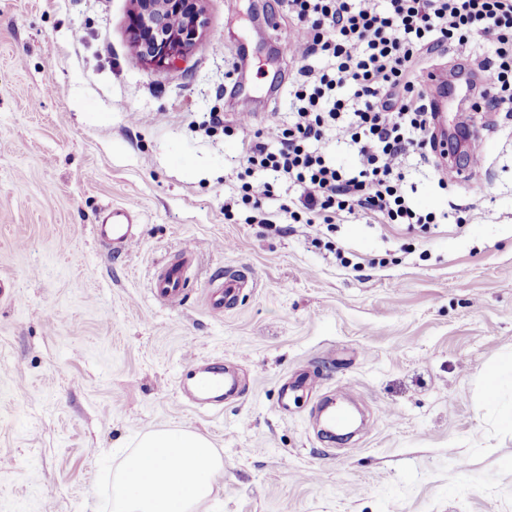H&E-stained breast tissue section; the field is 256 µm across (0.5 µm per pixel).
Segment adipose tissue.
I'll use <instances>...</instances> for the list:
<instances>
[{"label":"adipose tissue","instance_id":"obj_1","mask_svg":"<svg viewBox=\"0 0 512 512\" xmlns=\"http://www.w3.org/2000/svg\"><path fill=\"white\" fill-rule=\"evenodd\" d=\"M223 469L202 434L179 426L145 433L124 459L111 512H195L213 495Z\"/></svg>","mask_w":512,"mask_h":512}]
</instances>
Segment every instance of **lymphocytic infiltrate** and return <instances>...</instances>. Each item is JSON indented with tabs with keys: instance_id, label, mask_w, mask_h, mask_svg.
Instances as JSON below:
<instances>
[{
	"instance_id": "obj_1",
	"label": "lymphocytic infiltrate",
	"mask_w": 512,
	"mask_h": 512,
	"mask_svg": "<svg viewBox=\"0 0 512 512\" xmlns=\"http://www.w3.org/2000/svg\"><path fill=\"white\" fill-rule=\"evenodd\" d=\"M299 62L291 118L247 133L240 167L249 177L240 202L258 207L278 186L305 190L303 210L333 224L366 218L377 224L434 223L406 197V161L429 162L436 151L433 112L418 77L429 50L449 47L487 73L475 88L493 112H512V0H288ZM488 43L476 51L474 37ZM333 138L353 146L358 162L344 167L320 150ZM261 180H253L255 172Z\"/></svg>"
}]
</instances>
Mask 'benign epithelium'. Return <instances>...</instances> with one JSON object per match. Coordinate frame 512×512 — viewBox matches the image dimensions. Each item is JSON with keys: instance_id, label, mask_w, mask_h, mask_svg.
I'll list each match as a JSON object with an SVG mask.
<instances>
[{"instance_id": "7a95c632", "label": "benign epithelium", "mask_w": 512, "mask_h": 512, "mask_svg": "<svg viewBox=\"0 0 512 512\" xmlns=\"http://www.w3.org/2000/svg\"><path fill=\"white\" fill-rule=\"evenodd\" d=\"M128 27L134 59L158 68H176L207 27L203 0H131Z\"/></svg>"}]
</instances>
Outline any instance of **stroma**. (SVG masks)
I'll return each mask as SVG.
<instances>
[{"instance_id":"obj_1","label":"stroma","mask_w":512,"mask_h":512,"mask_svg":"<svg viewBox=\"0 0 512 512\" xmlns=\"http://www.w3.org/2000/svg\"><path fill=\"white\" fill-rule=\"evenodd\" d=\"M208 28L180 68L128 52L131 0H0V512H110L135 440L180 425L224 461L197 512H512V434L479 395L512 352V116L477 113L487 151L465 182L413 167L428 230L362 218L328 238L381 265L341 266L289 224L281 187L256 223L238 196L234 114L286 119L298 64L280 41L287 0H204ZM221 116L228 133L201 128ZM137 203L139 242L94 225ZM471 216L459 226L455 217ZM192 249L187 303L151 290ZM248 280L234 310L206 305L214 277ZM223 360L245 383L222 410L181 381ZM320 384L291 394L300 369ZM369 418L344 446L320 436L318 398Z\"/></svg>"}]
</instances>
